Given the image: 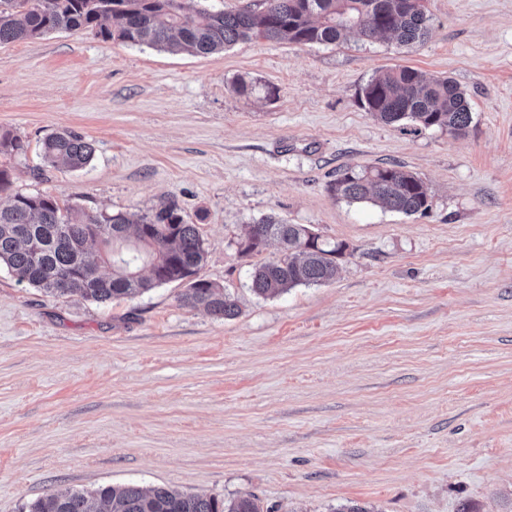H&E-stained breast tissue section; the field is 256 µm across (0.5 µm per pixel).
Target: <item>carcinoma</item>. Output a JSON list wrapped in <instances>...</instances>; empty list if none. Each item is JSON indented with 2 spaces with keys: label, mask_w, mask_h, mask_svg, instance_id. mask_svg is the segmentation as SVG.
Instances as JSON below:
<instances>
[{
  "label": "carcinoma",
  "mask_w": 512,
  "mask_h": 512,
  "mask_svg": "<svg viewBox=\"0 0 512 512\" xmlns=\"http://www.w3.org/2000/svg\"><path fill=\"white\" fill-rule=\"evenodd\" d=\"M428 21L422 0H264L260 10L238 11L196 8L190 0H0V44L95 28L104 41L194 55L253 38L334 44L349 33L366 40L389 36L407 46L425 39ZM359 99L365 111L386 124L444 127L463 136L471 123L465 92L453 79L408 66L376 73ZM26 148L19 136L0 135V154L20 155ZM42 153L48 165L75 171L91 163L95 148L63 130L45 137ZM331 190L350 203H380L405 215L428 209L423 180L398 165L346 168ZM271 239L281 244V257L250 273V288L261 298L333 280L336 259L345 251L344 244L273 215L249 225L237 245L248 242L243 253L259 252ZM205 261L198 225L185 221L174 204L152 213H88L63 209L50 196L19 192L0 204V265L17 282L53 297L77 293L106 304L179 283L186 285L184 305L201 306L217 318L236 316V301L200 276ZM106 265L112 267L109 275L101 273ZM144 266L147 277L141 275ZM93 497L83 491L52 493L22 512H263L251 494L224 500L166 486L145 490L135 483L102 486Z\"/></svg>",
  "instance_id": "carcinoma-1"
}]
</instances>
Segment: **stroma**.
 I'll return each instance as SVG.
<instances>
[{"label":"stroma","mask_w":512,"mask_h":512,"mask_svg":"<svg viewBox=\"0 0 512 512\" xmlns=\"http://www.w3.org/2000/svg\"><path fill=\"white\" fill-rule=\"evenodd\" d=\"M424 41L263 39L199 56L54 32L0 45V155L12 189L96 212L173 203L232 319L170 283L98 304L0 268V512L135 483L269 512H512V0H425ZM449 77L464 136L386 124L358 103L377 72ZM249 93H240L238 83ZM93 141L79 171L43 139ZM399 165L429 209L350 203L338 169ZM274 214L346 244L330 283L256 297L243 254ZM42 153L48 165L75 171L84 169L91 163L95 148L83 136L63 130L45 137Z\"/></svg>","instance_id":"1"}]
</instances>
